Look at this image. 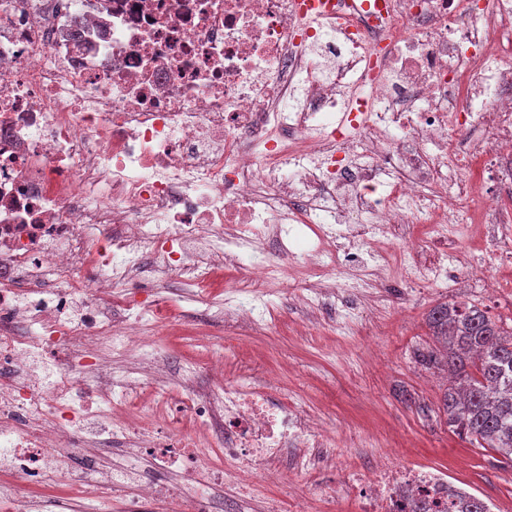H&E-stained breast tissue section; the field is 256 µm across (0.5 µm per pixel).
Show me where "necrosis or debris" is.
<instances>
[{
    "label": "necrosis or debris",
    "instance_id": "obj_1",
    "mask_svg": "<svg viewBox=\"0 0 512 512\" xmlns=\"http://www.w3.org/2000/svg\"><path fill=\"white\" fill-rule=\"evenodd\" d=\"M299 0H0V512H79L94 455L104 512H242L279 471L270 512H303L295 484L334 432L259 386L181 366L118 374L113 351L156 365L148 329L176 323L133 281L154 258L209 300L223 268L238 294L281 286L260 249L297 246L326 292L349 241L413 225L435 238L512 235V207L473 211L483 179L512 187V0H344L323 24ZM486 135L468 149L462 135ZM442 267L421 278L442 280ZM80 304L83 315L67 318ZM124 313L112 318L113 309ZM57 359L37 382L36 359ZM180 466L185 484L113 467V442ZM358 512H450L448 472L382 454L345 486Z\"/></svg>",
    "mask_w": 512,
    "mask_h": 512
}]
</instances>
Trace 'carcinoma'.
Returning <instances> with one entry per match:
<instances>
[{"label":"carcinoma","instance_id":"1","mask_svg":"<svg viewBox=\"0 0 512 512\" xmlns=\"http://www.w3.org/2000/svg\"><path fill=\"white\" fill-rule=\"evenodd\" d=\"M428 324L446 349L448 372L460 380L444 395L448 427L512 466V329L475 305L438 306Z\"/></svg>","mask_w":512,"mask_h":512}]
</instances>
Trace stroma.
I'll list each match as a JSON object with an SVG mask.
<instances>
[{"mask_svg":"<svg viewBox=\"0 0 512 512\" xmlns=\"http://www.w3.org/2000/svg\"><path fill=\"white\" fill-rule=\"evenodd\" d=\"M463 251L452 261L440 244L424 243L422 266L448 264L447 282L429 288L392 269L373 280L340 277L338 288L315 306L297 303V289H279L265 298L273 323L262 329L228 321L224 289L205 304L172 278L157 293L181 328L158 337L157 348L177 361L225 353L232 379L257 382L280 369L281 390L292 403L303 412H321L335 427L339 453L368 465L378 451L368 447L365 434L384 430L407 463L447 468L449 481L504 512L512 506V467L500 463L495 450L474 447L449 430L441 409L448 381L427 359L440 348L427 323L438 305H475L503 327L512 326V262L485 253L479 240ZM355 301L371 305V316L344 321ZM340 481L335 467L316 462L317 490L307 497L308 512H357L355 501L340 492Z\"/></svg>","mask_w":512,"mask_h":512,"instance_id":"obj_1","label":"stroma"}]
</instances>
